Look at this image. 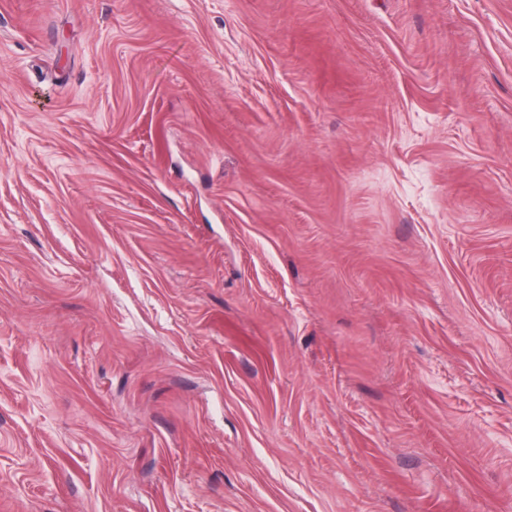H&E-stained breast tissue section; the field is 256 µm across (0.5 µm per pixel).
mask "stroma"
<instances>
[{
    "label": "stroma",
    "mask_w": 512,
    "mask_h": 512,
    "mask_svg": "<svg viewBox=\"0 0 512 512\" xmlns=\"http://www.w3.org/2000/svg\"><path fill=\"white\" fill-rule=\"evenodd\" d=\"M0 512H512V0H0Z\"/></svg>",
    "instance_id": "stroma-1"
}]
</instances>
